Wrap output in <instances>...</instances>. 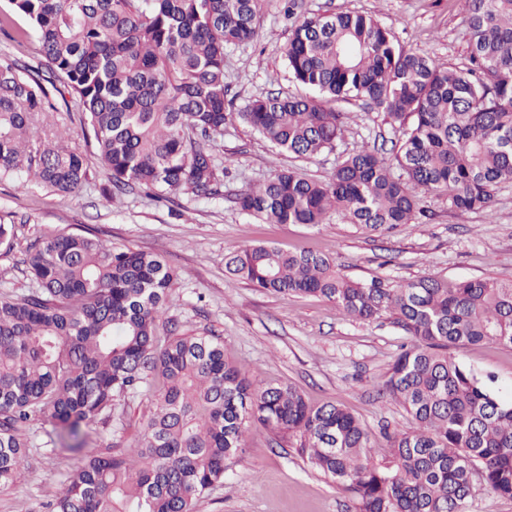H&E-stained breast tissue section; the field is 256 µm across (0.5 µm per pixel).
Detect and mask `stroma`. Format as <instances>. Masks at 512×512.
Segmentation results:
<instances>
[{"mask_svg": "<svg viewBox=\"0 0 512 512\" xmlns=\"http://www.w3.org/2000/svg\"><path fill=\"white\" fill-rule=\"evenodd\" d=\"M288 15V0H264L254 40L224 49L226 121L216 146L226 174L222 196L190 193L158 200L142 191L111 196L110 173L94 142L81 128L82 108L63 91L25 17L13 16L0 30V63L33 76L48 93L39 113L42 138L71 130L69 148L80 152L87 180L79 194L64 196L36 184L0 178V221L11 224L9 244L0 245V297L18 299L34 288L24 264L37 239L91 232L110 248L159 255L176 272L162 309L159 336L221 338L224 357L258 383L290 385L313 404L349 409L370 435L374 459L388 460L383 427L402 429L404 408L381 393L395 357L410 339L390 316L364 323L342 316L327 299L272 293L228 274L232 249L265 243L284 250H314L330 256L350 279L380 277L403 283L422 277L512 282V183L501 185L491 212L449 209L446 197L420 196L422 215L383 232H367L329 219L316 225L264 224L241 212L235 196L275 173L294 169L327 180L338 160L397 140L384 112L361 102L336 103L346 113L345 132L333 150L299 159L275 150L239 117L254 98L273 91L298 92L284 48L304 17L351 11L389 27L405 50L458 67L469 62L464 0H301ZM450 353L496 394L512 401V348L475 344ZM154 407L145 394L117 398L110 418L93 426L101 450L132 448ZM27 456L17 482L0 488V512H48L75 467L60 449L50 424L33 417L26 426ZM299 441L260 425L251 426L242 453L230 458L223 484L201 497L195 512H355L348 493L298 453Z\"/></svg>", "mask_w": 512, "mask_h": 512, "instance_id": "35a3bbf8", "label": "stroma"}]
</instances>
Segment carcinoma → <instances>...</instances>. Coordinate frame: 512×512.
I'll return each mask as SVG.
<instances>
[{
  "label": "carcinoma",
  "instance_id": "carcinoma-1",
  "mask_svg": "<svg viewBox=\"0 0 512 512\" xmlns=\"http://www.w3.org/2000/svg\"><path fill=\"white\" fill-rule=\"evenodd\" d=\"M8 2L79 100L114 191L219 195L224 47L255 38L261 0ZM465 24L470 65L460 68L404 50L362 14L304 18L285 59L306 93L255 98L240 118L309 159L344 132L345 113L330 103L374 105L400 134L391 149L400 173L385 148L364 149L326 182L278 172L240 193L239 209L267 224L334 215L370 232L409 223L421 192L446 195L451 210L491 212L495 189L512 183V0H466ZM45 99L37 81L0 65V176L73 194L86 180L82 155L35 139ZM25 263L36 287L0 299L1 488L20 474L32 417L47 416L59 440L80 449L84 428L109 418L116 398L144 391L155 412L143 436L127 452L89 450L51 512H193L255 424L298 437L300 455L352 495L356 512H465L476 479L512 498V404L448 353L484 342L512 348V282H360L322 253L266 244L225 255L227 272L252 285L325 298L362 322L388 314L411 337L383 382L410 426L386 433L391 461L378 466L343 406L254 383L214 336H158L175 278L160 257L62 234L31 244Z\"/></svg>",
  "mask_w": 512,
  "mask_h": 512
}]
</instances>
